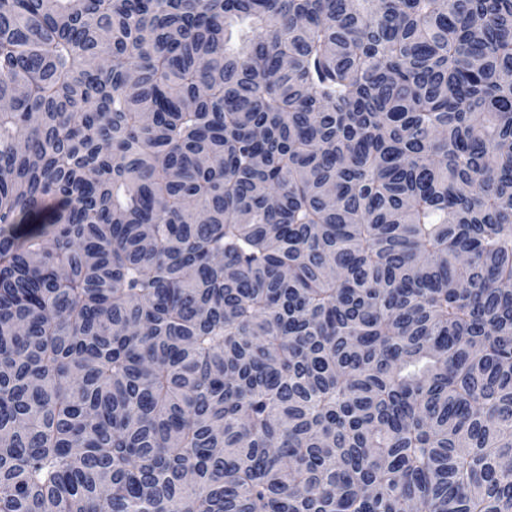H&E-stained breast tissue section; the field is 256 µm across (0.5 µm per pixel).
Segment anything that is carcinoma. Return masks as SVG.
<instances>
[{
	"mask_svg": "<svg viewBox=\"0 0 512 512\" xmlns=\"http://www.w3.org/2000/svg\"><path fill=\"white\" fill-rule=\"evenodd\" d=\"M0 103V512H512V0H0Z\"/></svg>",
	"mask_w": 512,
	"mask_h": 512,
	"instance_id": "obj_1",
	"label": "carcinoma"
}]
</instances>
